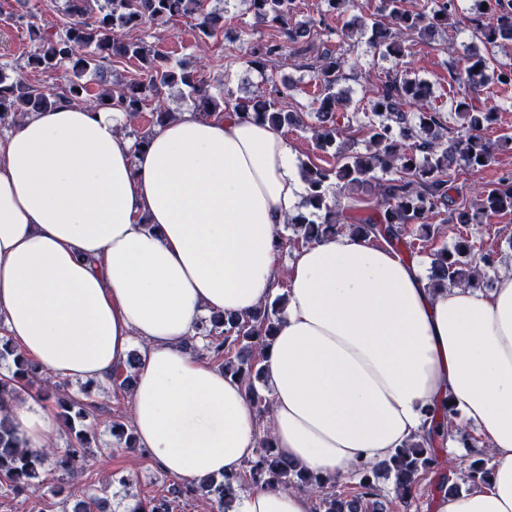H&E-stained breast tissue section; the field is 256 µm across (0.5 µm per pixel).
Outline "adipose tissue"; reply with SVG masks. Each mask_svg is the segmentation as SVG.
I'll use <instances>...</instances> for the list:
<instances>
[{"label":"adipose tissue","instance_id":"obj_1","mask_svg":"<svg viewBox=\"0 0 512 512\" xmlns=\"http://www.w3.org/2000/svg\"><path fill=\"white\" fill-rule=\"evenodd\" d=\"M121 108L64 103L0 135V330L52 375L110 383L133 341L141 447L169 475L239 474L257 413L240 383L187 353L202 315L271 297L277 233L305 193L283 129L231 110H186L146 146ZM262 365L277 453L342 479L460 410L495 454L480 490L430 512H512V275L434 292L417 261L339 233L296 251ZM27 447H51L42 402L9 408ZM301 490L237 495L230 512H310Z\"/></svg>","mask_w":512,"mask_h":512}]
</instances>
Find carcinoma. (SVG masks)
I'll return each instance as SVG.
<instances>
[{"mask_svg":"<svg viewBox=\"0 0 512 512\" xmlns=\"http://www.w3.org/2000/svg\"><path fill=\"white\" fill-rule=\"evenodd\" d=\"M201 2L104 0L101 4L99 0H66L62 30L52 32L35 22V14L19 16L38 42L28 65L44 73L64 68L69 79L59 91L47 88L37 93L26 88L19 78L8 79L0 65V125L15 124L32 112L54 108L64 101H81L94 112L118 106L129 117L124 135L140 146L146 142L149 132L136 129L134 119L149 101L154 102L155 123L174 118L175 113L164 105L162 89L179 82L188 88L196 109L203 114L232 108L244 119L267 121L277 127L305 126L302 115L278 109L270 97L235 99L225 88L216 94L193 74L175 70L169 53L160 45L124 39L126 32L141 25L189 17L196 20L199 40L204 42L217 33L220 17L202 12ZM326 2L327 14L320 24L327 27V19L336 20L341 24L338 33L349 40L369 31L372 47L383 56L395 59L413 56L409 45L411 36L430 37L457 23V0H424L416 11L407 6V0H380L379 11L368 18L351 14L355 0ZM249 5L259 21L278 25L285 37L283 41H257L251 45L250 64L264 68L273 58L283 56L288 42L299 34L290 27L295 0H249ZM483 5L490 14V22L477 24L475 33L490 44L512 49V3L478 0V6ZM115 58L137 59L140 76L123 85L93 91L85 78L101 76L103 64ZM347 63L336 49L325 47L314 70L322 93L312 102L318 124L310 126V130L316 149L333 153L341 159V164L334 170L311 161L301 164L300 173L306 184L301 207L306 212L288 222L297 240L312 244L326 235L350 231L371 235L397 250L410 251L413 249L410 238L427 241L435 233L432 220L442 210L458 224H478L483 218L512 215V173L479 187L468 210L456 206L448 192L450 172L460 167L476 175L490 166L498 151L512 146L509 135L492 141L483 134L495 121V105L487 102L476 107L467 95L454 99L452 106L461 125L456 135L450 137L448 127L432 106L430 82L406 70L369 102L376 120L369 124L365 150L348 154L343 145L351 138V125L339 122L336 117V105L343 98L335 91L339 74ZM453 79L468 84L473 92L484 90L490 83L512 90V64L492 67L488 59L471 54L457 61ZM379 170H394L400 177L377 183L380 202L372 213L363 217L346 215L341 208V196L365 188ZM496 259L493 251L475 252L473 241L463 237L453 248L430 254V287L482 288L483 267L493 265ZM280 313L277 304H266L251 315H212L196 326V334L203 341L202 350L220 362L224 375L244 385L253 405L266 414L271 399L258 392L255 380L261 377L262 370L255 369L249 355L263 354ZM237 346L246 354L233 360L228 353ZM0 362L9 363L8 373L0 375V483L13 494L36 492L43 483L45 463L53 455L55 468L63 477L57 480V487L51 493L61 495L65 492L64 477L84 468L92 456L90 439L95 433L86 420L94 416L98 405L88 393L83 399L66 394L61 382L51 376L35 379L41 368L5 335L0 336ZM24 393L54 403L57 419L69 429L67 448L51 453L22 446L7 405L23 401ZM457 416L454 407L443 404L441 410L432 413L427 433L405 444L389 459L373 465L370 472L360 476L357 491L349 498L324 490V484L278 456L266 434L255 457L247 464L252 478L267 486L284 490L308 486L319 489L314 512H386L377 483L381 477L392 481L397 497L404 503L414 496L429 473L434 474L427 488L432 495H455L460 492L461 482L470 490L487 483L491 468L482 460L470 462L459 483L449 478V474L456 473L455 468L439 460L437 447L449 436H456L465 448L473 447L470 434L454 425ZM110 430L125 447H139L130 424L115 420L110 423ZM239 480L238 475L219 478L210 475L182 484L179 493L205 500L214 512H228ZM71 512H107V503L91 493L77 501Z\"/></svg>","mask_w":512,"mask_h":512,"instance_id":"obj_1","label":"carcinoma"}]
</instances>
